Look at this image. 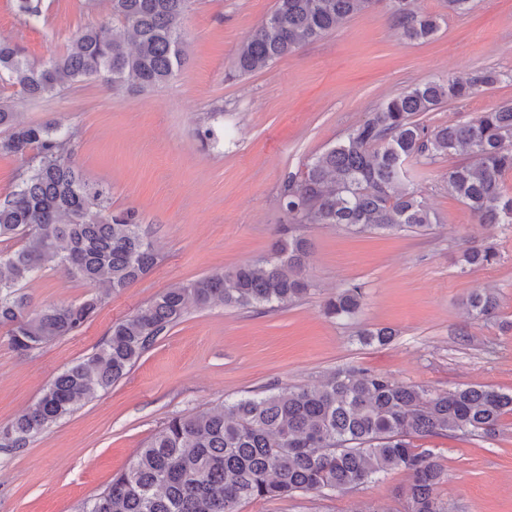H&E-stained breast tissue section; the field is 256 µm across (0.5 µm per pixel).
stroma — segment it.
Returning a JSON list of instances; mask_svg holds the SVG:
<instances>
[{
	"label": "stroma",
	"instance_id": "stroma-1",
	"mask_svg": "<svg viewBox=\"0 0 512 512\" xmlns=\"http://www.w3.org/2000/svg\"><path fill=\"white\" fill-rule=\"evenodd\" d=\"M274 0H192L183 19L189 58L174 78L141 92L113 94L89 80L50 100L21 101L33 122L76 131L74 158L84 176L106 187L113 210L135 209L160 259L114 295L74 336L29 354L0 328V423L33 405L43 388L89 354L112 323L163 291L214 271L266 257L275 225L285 223L280 191L316 155L358 126L368 112L407 87L479 69L501 73L496 85L421 115L428 127L463 122L512 103V0H473L455 14L442 0H415L441 15L431 38L412 41L383 6L356 14L263 71L227 73L237 49ZM44 18L26 23L15 0H0V40L31 63L65 52L80 30L102 22L106 0H42ZM213 128L217 137L202 139ZM464 155L410 164L439 222L425 231L355 232L311 224L301 303L261 308H190L131 371L27 448L0 449V512H76L100 493L173 415L213 409L270 388L313 386L356 366L431 390L483 384L512 392V224L480 227L448 193V172ZM493 243L498 259L473 269L462 260L472 240ZM350 283L365 303L355 320L326 318L324 300ZM494 289L497 318L470 316L467 297ZM27 291L42 305L81 300L89 287L46 269ZM387 326L386 346L358 333ZM448 476L437 489L449 512H512V415L495 437L435 438ZM405 473L349 493L298 494L253 501L240 512H404Z\"/></svg>",
	"mask_w": 512,
	"mask_h": 512
}]
</instances>
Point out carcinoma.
I'll return each instance as SVG.
<instances>
[{
  "label": "carcinoma",
  "instance_id": "carcinoma-1",
  "mask_svg": "<svg viewBox=\"0 0 512 512\" xmlns=\"http://www.w3.org/2000/svg\"><path fill=\"white\" fill-rule=\"evenodd\" d=\"M386 2L405 37L424 40L439 16L418 13L412 0H276L268 17L239 46L236 77L270 67L323 37L343 20ZM27 22L42 19L41 0H15ZM191 0H111L112 20L77 32L66 52L37 66L16 45L0 42V80L27 100L61 95L96 79L112 90L149 89L185 66L182 20ZM501 74L477 70L466 80L416 84L382 102L336 145L291 175L281 193L288 223L278 228L272 253L256 264L215 271L170 288L134 314L112 323L103 342L59 373L38 401L0 424V448L29 440L125 377L189 305L283 308L310 294L307 224L358 232H398L436 223L408 164L433 163L459 151L469 161L448 172V194L478 222L512 224V104L463 122L428 129L418 116L463 101L497 84ZM74 132L53 122H27L11 101H0V156L23 160L15 189L0 203V327L21 353L77 334L101 307L144 277L159 260L135 211L114 212L109 193L89 182L74 160ZM467 265L497 258L491 245L463 254ZM53 262L62 273L102 294L71 303L36 306L24 292ZM364 305L358 285L340 289L323 307L337 320ZM471 314L489 320L499 303L490 291L469 300ZM365 344L384 346L386 327L360 332ZM512 414V392L485 385L432 391L356 367L341 368L312 387L266 390L217 409L169 418L106 488L80 512H239L249 501L283 500L297 493L352 492L390 472L409 476L405 512H448L436 495L446 469L420 440L496 436Z\"/></svg>",
  "mask_w": 512,
  "mask_h": 512
}]
</instances>
